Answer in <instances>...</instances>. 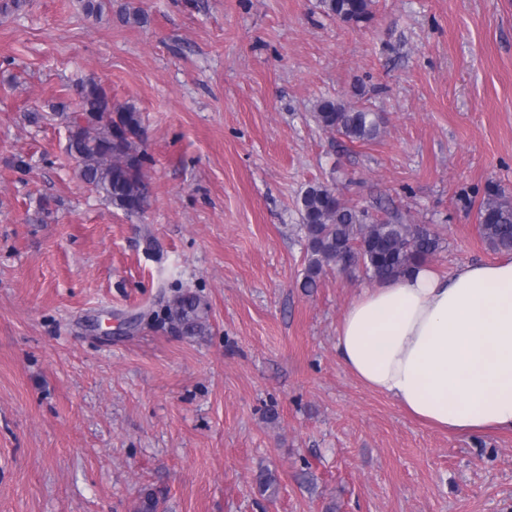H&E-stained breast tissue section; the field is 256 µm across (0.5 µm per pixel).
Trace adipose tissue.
I'll use <instances>...</instances> for the list:
<instances>
[{"mask_svg":"<svg viewBox=\"0 0 512 512\" xmlns=\"http://www.w3.org/2000/svg\"><path fill=\"white\" fill-rule=\"evenodd\" d=\"M336 351L362 384L427 424L512 431V257L448 275L421 264L362 289Z\"/></svg>","mask_w":512,"mask_h":512,"instance_id":"adipose-tissue-1","label":"adipose tissue"}]
</instances>
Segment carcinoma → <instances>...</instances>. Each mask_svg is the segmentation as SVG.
Segmentation results:
<instances>
[{
    "instance_id": "1",
    "label": "carcinoma",
    "mask_w": 512,
    "mask_h": 512,
    "mask_svg": "<svg viewBox=\"0 0 512 512\" xmlns=\"http://www.w3.org/2000/svg\"><path fill=\"white\" fill-rule=\"evenodd\" d=\"M372 0H321L325 13L346 23L371 17ZM79 112L88 118L68 146L79 165L81 179L113 207L129 217L144 213L148 200L142 147L140 111L132 104L112 105V98L97 82L79 84ZM314 118L324 130L350 141L378 137L383 120L365 107L336 99L318 102ZM301 230L306 240V266L302 288L317 287L329 270L345 271L340 261L349 256L374 281L394 278L414 264L427 261L441 249L438 233L422 224H406L397 216L378 221L365 209L343 202L335 188L318 183L300 199ZM481 239L496 253H512V197L496 183L486 186L477 208ZM165 319L194 335L205 330L208 306L197 295L178 293L165 305Z\"/></svg>"
}]
</instances>
